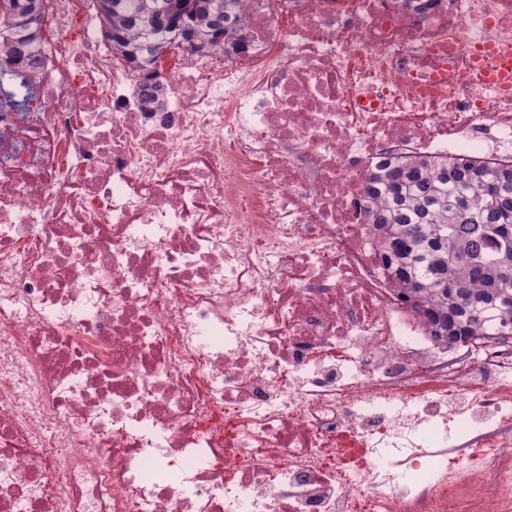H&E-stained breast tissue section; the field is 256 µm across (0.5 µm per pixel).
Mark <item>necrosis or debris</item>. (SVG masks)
I'll use <instances>...</instances> for the list:
<instances>
[{
	"instance_id": "4bbe7bcc",
	"label": "necrosis or debris",
	"mask_w": 512,
	"mask_h": 512,
	"mask_svg": "<svg viewBox=\"0 0 512 512\" xmlns=\"http://www.w3.org/2000/svg\"><path fill=\"white\" fill-rule=\"evenodd\" d=\"M95 15L0 96V512H512V347L448 363L366 216L388 153L512 158V0H247L157 112Z\"/></svg>"
}]
</instances>
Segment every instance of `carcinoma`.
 <instances>
[{
	"instance_id": "carcinoma-1",
	"label": "carcinoma",
	"mask_w": 512,
	"mask_h": 512,
	"mask_svg": "<svg viewBox=\"0 0 512 512\" xmlns=\"http://www.w3.org/2000/svg\"><path fill=\"white\" fill-rule=\"evenodd\" d=\"M245 0H97L98 27L112 56L150 68L158 50L175 49L183 30L200 48L236 47L214 26L218 16L243 31ZM162 6L166 23L149 16ZM45 0H0V93L40 62ZM137 89L159 107L160 83L150 74ZM366 214L382 263L401 300L446 344L484 345L512 337V163L455 156L392 153L378 165Z\"/></svg>"
}]
</instances>
